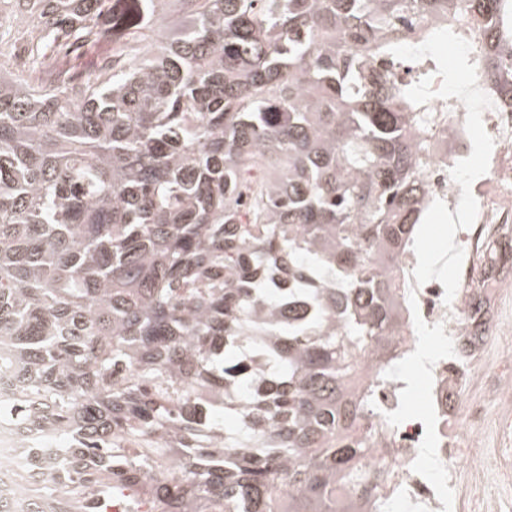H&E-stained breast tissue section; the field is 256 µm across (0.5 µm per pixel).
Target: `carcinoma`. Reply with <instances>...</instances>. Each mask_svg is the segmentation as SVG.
Wrapping results in <instances>:
<instances>
[{"label":"carcinoma","instance_id":"cac0c4a2","mask_svg":"<svg viewBox=\"0 0 512 512\" xmlns=\"http://www.w3.org/2000/svg\"><path fill=\"white\" fill-rule=\"evenodd\" d=\"M0 80V512H339L432 104L388 68L450 0H23ZM490 24L508 0H461ZM164 36L145 44L144 26ZM140 41L74 82L53 45ZM260 375L269 396H249ZM31 436L23 434L11 426L2 425L0 427V459L19 457L24 450L40 453L41 448H30L34 447Z\"/></svg>","mask_w":512,"mask_h":512}]
</instances>
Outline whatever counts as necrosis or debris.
Masks as SVG:
<instances>
[{"mask_svg":"<svg viewBox=\"0 0 512 512\" xmlns=\"http://www.w3.org/2000/svg\"><path fill=\"white\" fill-rule=\"evenodd\" d=\"M478 85L492 101L482 119L494 148L487 173L472 184L479 209L474 225L461 234L458 289L448 302L443 285L417 284V258L401 252L394 276L397 325L382 347H367L358 356L359 390L371 399L360 432L371 449L369 467L385 471L377 486L341 484L343 499L358 500L363 512H465L476 503L497 512L503 486L512 483V455L505 448L512 442V410L492 416L470 396L482 382L486 345L507 330L494 312L502 294L512 290V97L494 72ZM434 106L423 201L442 200L453 212L460 192L449 171L471 150L467 110L456 98L435 99ZM423 336L442 342L444 350L425 364L426 412L408 413V384L393 375L380 379L379 362L384 354L405 358ZM490 427L500 447L484 449L479 464L461 475L463 449L476 446Z\"/></svg>","mask_w":512,"mask_h":512,"instance_id":"1","label":"necrosis or debris"}]
</instances>
